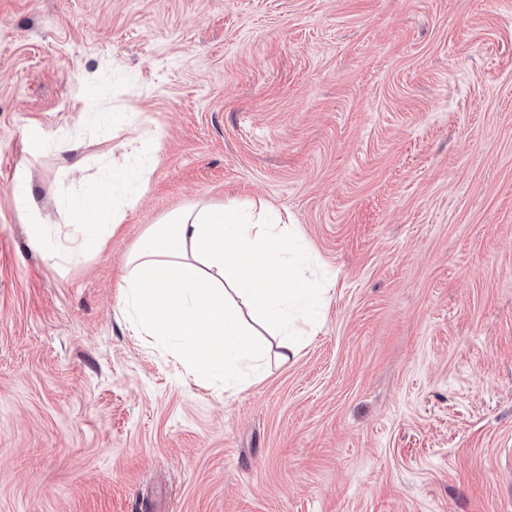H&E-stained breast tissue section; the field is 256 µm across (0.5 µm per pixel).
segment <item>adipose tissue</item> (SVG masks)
Returning <instances> with one entry per match:
<instances>
[{
    "label": "adipose tissue",
    "instance_id": "ef3b65f1",
    "mask_svg": "<svg viewBox=\"0 0 512 512\" xmlns=\"http://www.w3.org/2000/svg\"><path fill=\"white\" fill-rule=\"evenodd\" d=\"M130 195L111 184L94 199L76 194L64 235H47L29 208L32 241L50 255L96 250L93 226L120 224ZM306 247L294 225L266 209L234 201L197 204L147 225L128 257L123 305L132 330L153 337L200 379L226 385L258 370L267 349L247 325L255 319L281 338L278 357L294 358L301 338L319 324L323 289L299 273Z\"/></svg>",
    "mask_w": 512,
    "mask_h": 512
}]
</instances>
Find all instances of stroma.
<instances>
[{"instance_id": "obj_1", "label": "stroma", "mask_w": 512, "mask_h": 512, "mask_svg": "<svg viewBox=\"0 0 512 512\" xmlns=\"http://www.w3.org/2000/svg\"><path fill=\"white\" fill-rule=\"evenodd\" d=\"M72 260L33 246L118 164ZM287 215L328 297L244 390L120 308L146 225ZM0 512H512V0H0Z\"/></svg>"}]
</instances>
